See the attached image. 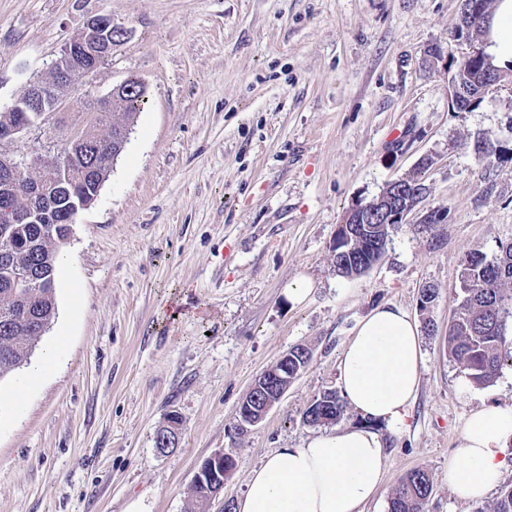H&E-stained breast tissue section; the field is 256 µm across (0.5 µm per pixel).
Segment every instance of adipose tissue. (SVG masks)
I'll return each mask as SVG.
<instances>
[{"label": "adipose tissue", "mask_w": 512, "mask_h": 512, "mask_svg": "<svg viewBox=\"0 0 512 512\" xmlns=\"http://www.w3.org/2000/svg\"><path fill=\"white\" fill-rule=\"evenodd\" d=\"M486 53L512 66V0H496ZM423 367L420 330L402 307L380 306L357 325L338 363V383L361 419L280 448L252 469L236 512H362L378 494L388 453L375 427H405ZM512 440V406H482L465 421L448 483L457 497L481 500L499 484Z\"/></svg>", "instance_id": "ef3b65f1"}]
</instances>
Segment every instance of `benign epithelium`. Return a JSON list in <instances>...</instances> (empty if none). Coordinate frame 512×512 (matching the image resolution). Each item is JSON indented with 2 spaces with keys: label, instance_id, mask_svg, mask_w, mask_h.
<instances>
[{
  "label": "benign epithelium",
  "instance_id": "7a95c632",
  "mask_svg": "<svg viewBox=\"0 0 512 512\" xmlns=\"http://www.w3.org/2000/svg\"><path fill=\"white\" fill-rule=\"evenodd\" d=\"M488 17L480 3L473 0L468 10L461 16L456 25L457 31L463 36L456 37V42L466 46L461 60L466 62L481 52V44L485 42L488 33ZM124 30L112 21L108 15L91 17L83 31L67 43L60 56L52 62L50 77L33 81L25 93L5 108L7 112H31L33 118L24 126L14 127L0 134L6 141H16L26 137L31 131L42 127L52 118L61 106L72 88V82L77 76H90L99 69V61L104 57L112 56V48L119 39L112 38V31ZM132 79H127L113 88L106 95L97 99L96 106L91 108L84 120L70 128L60 146L72 161L85 165L93 162V169L98 172V185L108 175L111 167L110 158H101L103 142L100 140V129L97 123V113L112 111L113 95L122 87L129 85ZM38 169L44 172L39 180L29 176L32 164L25 159L14 156L0 157V177L4 179L6 187L15 195L40 197L44 199L45 206L55 207V198L65 193L68 197V216L66 226L59 237L61 243H66L71 226L78 221V217L89 209L96 201L98 194L80 195L69 190L65 180L59 178L58 171L62 164L54 158L40 159ZM418 205L413 198L406 195L401 181L396 180L389 184L385 191L369 202H359L352 206L358 213L357 223H349L344 219L338 226L336 245L347 246L346 253L354 249L369 250L364 240L358 236L359 231L365 230L371 216L375 212H382L384 223L402 224L406 217L417 210ZM46 212L39 208H28L12 215L14 224H42ZM292 358L291 352H286L278 363L261 373L253 382L251 388L239 404V419L241 430L261 422L276 402L288 390V360ZM283 384L279 392L273 397L267 396V390L277 384ZM168 432L164 438L163 447L157 449L161 455H166L178 446L179 421L178 416H170L167 425ZM236 463V458L230 453L219 451L204 459L194 476V480H207L214 488L213 497H218L224 489V479L227 475L225 469Z\"/></svg>",
  "mask_w": 512,
  "mask_h": 512
}]
</instances>
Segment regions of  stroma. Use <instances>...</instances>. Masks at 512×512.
I'll return each mask as SVG.
<instances>
[{
  "label": "stroma",
  "mask_w": 512,
  "mask_h": 512,
  "mask_svg": "<svg viewBox=\"0 0 512 512\" xmlns=\"http://www.w3.org/2000/svg\"><path fill=\"white\" fill-rule=\"evenodd\" d=\"M461 0H0V105L46 77L87 19L127 36L64 110L0 153L34 158L59 144L95 99L125 79L146 88L126 150L75 225L56 267V317L35 382L0 380V512H219L275 449L315 435L302 416L338 387L339 358L374 307L406 309L424 366L410 426H379L389 461L365 512H388L398 478L428 470L425 512H489L454 495L448 467L482 403L512 406V366L460 391L448 324L466 254L512 243V82L453 108ZM498 152L479 159L475 139ZM416 177L424 208L392 225L381 261L346 278L336 231L358 201ZM312 283L291 303L292 281ZM440 294L420 308L426 286ZM307 369L259 424L239 431L255 378L292 346ZM174 453H156L170 414ZM238 458L220 498L195 501L199 463Z\"/></svg>",
  "instance_id": "35a3bbf8"
}]
</instances>
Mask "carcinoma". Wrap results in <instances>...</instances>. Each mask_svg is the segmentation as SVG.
Wrapping results in <instances>:
<instances>
[{"label": "carcinoma", "instance_id": "cac0c4a2", "mask_svg": "<svg viewBox=\"0 0 512 512\" xmlns=\"http://www.w3.org/2000/svg\"><path fill=\"white\" fill-rule=\"evenodd\" d=\"M470 99L481 103V94L491 81L484 57L472 58L454 73ZM146 91L132 86L118 94L120 110L99 113L105 138H115L118 129H129L146 104ZM63 205H57L46 224H8L0 214V236L12 241V250L0 254V379L28 362L39 338L55 317L56 259L62 248L52 231L60 224ZM366 235L380 243L376 255L334 258L336 272L343 277L359 276L371 268L387 249L389 226L377 218ZM24 269L37 276L38 288H22L15 271ZM461 301L456 318L448 325V356L458 363L469 380L479 386L494 382L503 365L512 362V343L507 341L509 319L502 313L512 309V246L488 260L479 253L465 256L461 271ZM347 409L341 395L327 396L314 409L313 427L337 422ZM433 486L432 474L422 468L407 471L389 498V512H425ZM491 512H512V485L501 488Z\"/></svg>", "mask_w": 512, "mask_h": 512}]
</instances>
